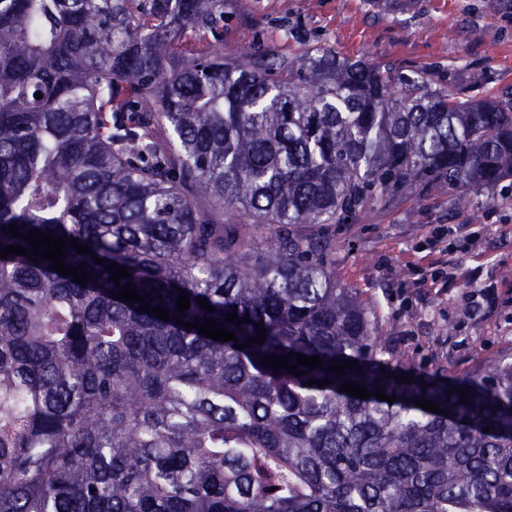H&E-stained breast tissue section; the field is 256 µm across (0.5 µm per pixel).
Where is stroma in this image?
Instances as JSON below:
<instances>
[{
	"instance_id": "obj_1",
	"label": "stroma",
	"mask_w": 512,
	"mask_h": 512,
	"mask_svg": "<svg viewBox=\"0 0 512 512\" xmlns=\"http://www.w3.org/2000/svg\"><path fill=\"white\" fill-rule=\"evenodd\" d=\"M282 53L328 46L431 66L471 94L512 87V0H224V40ZM336 276L376 316L397 365L456 377L512 358V195L434 192L336 227Z\"/></svg>"
}]
</instances>
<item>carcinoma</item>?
I'll list each match as a JSON object with an SVG mask.
<instances>
[{
	"mask_svg": "<svg viewBox=\"0 0 512 512\" xmlns=\"http://www.w3.org/2000/svg\"><path fill=\"white\" fill-rule=\"evenodd\" d=\"M222 35L224 0H0V512H512V362L397 382L331 231L512 182V90ZM14 223L90 246L86 286Z\"/></svg>",
	"mask_w": 512,
	"mask_h": 512,
	"instance_id": "1",
	"label": "carcinoma"
}]
</instances>
